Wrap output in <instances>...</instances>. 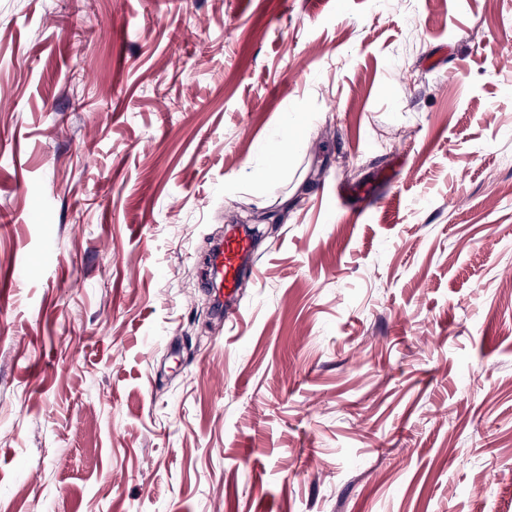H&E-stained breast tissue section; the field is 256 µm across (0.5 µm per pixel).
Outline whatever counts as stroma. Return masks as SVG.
<instances>
[{"label": "stroma", "mask_w": 512, "mask_h": 512, "mask_svg": "<svg viewBox=\"0 0 512 512\" xmlns=\"http://www.w3.org/2000/svg\"><path fill=\"white\" fill-rule=\"evenodd\" d=\"M2 274L0 512H512V0H0ZM253 252V239L246 231H239L226 234L224 243L216 245L210 254L208 271L206 274V285L213 277L214 284L218 288L215 297L226 303V314H235L236 307L229 305L230 299L236 295L238 281L245 268L249 269L245 260ZM224 288V290H222Z\"/></svg>", "instance_id": "35a3bbf8"}]
</instances>
